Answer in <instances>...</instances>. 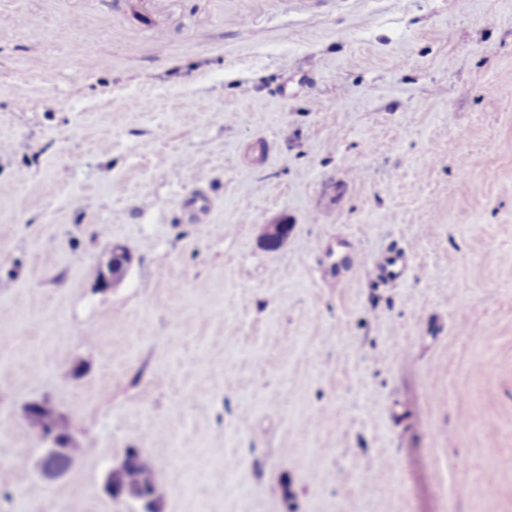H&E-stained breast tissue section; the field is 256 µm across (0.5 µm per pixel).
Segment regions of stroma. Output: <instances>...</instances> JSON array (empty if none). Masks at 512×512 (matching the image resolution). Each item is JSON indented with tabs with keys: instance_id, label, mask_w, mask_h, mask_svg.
<instances>
[{
	"instance_id": "1",
	"label": "stroma",
	"mask_w": 512,
	"mask_h": 512,
	"mask_svg": "<svg viewBox=\"0 0 512 512\" xmlns=\"http://www.w3.org/2000/svg\"><path fill=\"white\" fill-rule=\"evenodd\" d=\"M128 448L156 512H512V0H0V512H143ZM385 263L380 266H375L378 276L386 281H395L403 276L405 271L404 255L405 250L396 245H390L387 248ZM129 261V256L121 247H113L112 257L107 264L106 270L101 269L98 272L99 284L102 287H108L121 281ZM29 423L37 431H52L55 433L62 450L58 454H49L46 457L44 468L52 470L60 476L82 451L72 440L67 421L52 410L45 408L41 414L30 420ZM122 459L123 466L109 471L105 480L106 490L113 489L114 483L126 487L128 498L144 501L146 511L153 512L154 505L162 497L153 460L135 449L127 450Z\"/></svg>"
}]
</instances>
